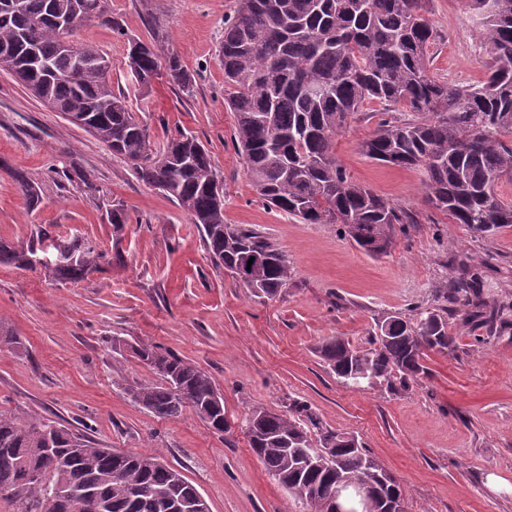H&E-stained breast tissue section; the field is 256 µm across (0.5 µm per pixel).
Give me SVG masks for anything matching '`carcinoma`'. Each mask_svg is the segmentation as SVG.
<instances>
[{
  "label": "carcinoma",
  "mask_w": 512,
  "mask_h": 512,
  "mask_svg": "<svg viewBox=\"0 0 512 512\" xmlns=\"http://www.w3.org/2000/svg\"><path fill=\"white\" fill-rule=\"evenodd\" d=\"M101 0H0V69L10 72L38 101L64 116L85 120L88 131L116 156L130 161L138 179L170 197L202 233L213 266L232 276L245 271L253 296L272 300L288 286L291 267L285 254L259 230L224 222V179L205 146L182 133L162 148L150 146L146 126L128 109L125 95L112 89L110 61L87 50L83 70L70 76L74 57L65 45L74 29L65 24L81 16L124 34ZM429 0H239L224 22L219 62L234 112V140L256 193L268 204L305 224H339L369 254L390 247L395 225L413 216L368 186L354 181L336 158L339 136L371 103L411 112V123L381 122L362 152L382 165L424 173L425 198L454 224L491 233L512 224V203L496 192L499 179L512 174V0H467L478 17L490 65L472 85H450L430 72L429 47L436 38ZM128 67L141 87L165 68L171 84L191 92L192 75L179 55L161 63L158 47L130 40ZM13 178L28 208L41 203L38 187L23 172ZM50 235L26 245L0 241V264L27 265V255ZM64 263L44 268L46 276L77 283L97 270L106 253L73 238L50 243ZM253 263H248V260ZM482 275L474 272L449 284V300L472 307L468 316L491 329H512L505 307L485 301ZM448 312L417 319L389 316L377 324L370 347H356L329 336L317 353L340 383L353 388L384 386L406 391L423 372L427 350L453 348ZM135 356L159 381L127 387L132 400L168 418L192 412L224 432V399H214L211 376L197 365L142 345ZM53 421L33 417L23 423L0 410V497L17 512H74L57 489L78 471L86 491L100 497L104 512H165L158 502L136 504L133 490L150 487L177 505L196 512L198 489L182 472L151 454H118ZM250 448L268 473L306 509L322 512V502L344 481L355 491L365 478L370 512H386L402 489L383 465L351 436L324 427L308 405L293 400L288 412L256 409L247 418ZM53 448L64 460L46 485L21 480L23 467ZM317 448L326 465L303 457Z\"/></svg>",
  "instance_id": "1"
}]
</instances>
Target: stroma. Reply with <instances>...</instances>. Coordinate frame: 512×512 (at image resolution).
Masks as SVG:
<instances>
[{
	"instance_id": "obj_1",
	"label": "stroma",
	"mask_w": 512,
	"mask_h": 512,
	"mask_svg": "<svg viewBox=\"0 0 512 512\" xmlns=\"http://www.w3.org/2000/svg\"><path fill=\"white\" fill-rule=\"evenodd\" d=\"M125 33L88 21L75 43L112 62L113 89L159 148L179 132L196 136L224 178V219L272 239L291 263L273 300L252 296L215 269L183 210L138 180L132 164L33 98L0 70V240L27 242L38 231L77 237L111 256L77 283L39 269L0 265V329L22 350L0 347V409L18 420H54L105 448L157 455L178 468L210 512H305L266 471L241 427L255 409L282 413L307 404L323 425L356 436L399 482L405 512H512V333L463 324L447 304L464 268L484 273L486 298L512 304V225L477 234L425 201L424 175L367 158L361 144L384 119L410 112L378 104L360 112L336 155L356 181L412 212L386 254L358 248L335 224H303L258 197L233 142L218 62L224 21L237 0H108ZM438 33L430 69L451 84L483 80L487 56L465 0H431ZM177 52L193 76L185 93L158 75L139 88L127 66L129 38ZM80 169L89 183L69 180ZM28 174L42 201L28 209L12 177ZM122 206L128 224L109 214ZM447 308L452 351H426L409 390L353 389L316 353L326 337L367 346L377 322ZM161 348L206 371L232 421L213 432L192 413L160 418L126 393L155 380L132 348Z\"/></svg>"
}]
</instances>
